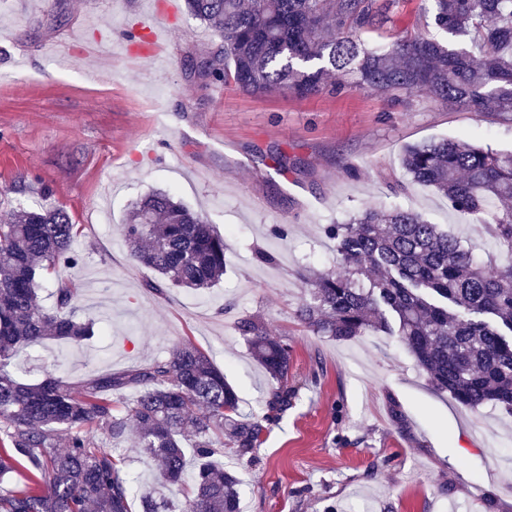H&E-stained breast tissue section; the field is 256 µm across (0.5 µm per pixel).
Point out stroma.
<instances>
[{
    "label": "stroma",
    "mask_w": 512,
    "mask_h": 512,
    "mask_svg": "<svg viewBox=\"0 0 512 512\" xmlns=\"http://www.w3.org/2000/svg\"><path fill=\"white\" fill-rule=\"evenodd\" d=\"M155 0H0V215L64 208L79 227L78 266L54 282L82 290L92 338L21 350L13 370L35 383L56 370L73 382L120 372L190 342L207 351L239 396L262 412L272 381L237 330L260 316L291 348L295 393L252 460L224 450L242 512H512V416L474 410L434 390L398 337L330 340L296 310L308 270H338L327 225L373 206L401 207L442 225L482 265L512 261L481 224L435 190L402 183L405 145L439 138L512 150V123L426 92L369 90L300 99L216 95L194 72L221 37L178 11L170 62L83 54L76 39L133 31ZM288 165L276 170L274 160ZM163 190L223 236L226 269L207 289L147 287L131 257L132 203ZM274 254L260 262L257 250Z\"/></svg>",
    "instance_id": "35a3bbf8"
}]
</instances>
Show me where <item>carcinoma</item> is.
<instances>
[{
    "mask_svg": "<svg viewBox=\"0 0 512 512\" xmlns=\"http://www.w3.org/2000/svg\"><path fill=\"white\" fill-rule=\"evenodd\" d=\"M430 19L448 33L398 37L370 48L399 0H185L187 11L216 29L224 50L205 55L198 79L249 95L296 97L342 89L387 95L427 91L441 102L512 121V0H431ZM406 179L435 189L472 222L512 250V152L452 138L404 147ZM127 240L133 257L156 273L149 288H209L224 276V238L168 192L132 204ZM77 225L58 207L20 208L0 221V512H132L134 493L112 449L123 439L154 463L156 485L140 512H240L239 480L216 457L224 446L252 457L262 435L288 407V339L268 334L256 315L237 330L276 382L265 412L244 417L239 397L210 356L192 344L122 372H90L71 382L47 373L25 384L9 371L26 347L91 334L80 315L81 291L60 284L54 306L37 304V279L76 264ZM341 272L308 279L299 323L345 341L369 332L396 336L430 384L478 409L512 413V263L487 271L461 240L406 209L365 208L326 229ZM67 447H60L61 436ZM195 465L187 468L183 440ZM23 466L25 481L6 486ZM184 486V502L156 488Z\"/></svg>",
    "mask_w": 512,
    "mask_h": 512,
    "instance_id": "cac0c4a2",
    "label": "carcinoma"
}]
</instances>
